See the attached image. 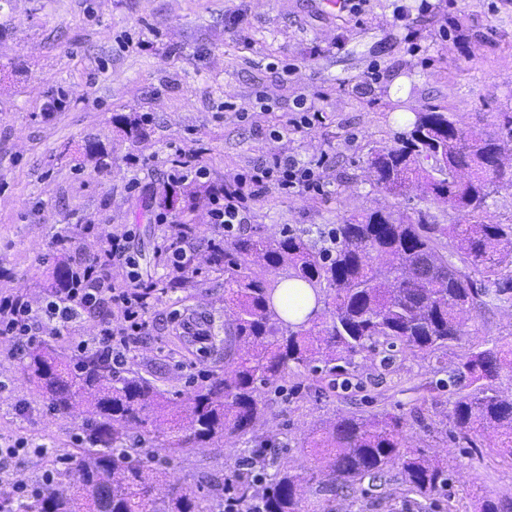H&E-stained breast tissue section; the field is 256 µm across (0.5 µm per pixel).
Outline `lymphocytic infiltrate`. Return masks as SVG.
Returning a JSON list of instances; mask_svg holds the SVG:
<instances>
[{"label":"lymphocytic infiltrate","mask_w":512,"mask_h":512,"mask_svg":"<svg viewBox=\"0 0 512 512\" xmlns=\"http://www.w3.org/2000/svg\"><path fill=\"white\" fill-rule=\"evenodd\" d=\"M284 193L306 194L319 191L320 183L312 168L273 154L257 163L250 175L238 176L211 201L209 222L213 236L220 237L244 223L248 201L257 199L269 187ZM128 234L108 235L102 248L81 261L79 270L83 288H59L45 298L40 307H32L16 295L0 296V336L9 337L15 351H23L44 333L62 334L85 314L102 304L117 312L116 323L100 324L91 336L79 344L80 351L93 350L106 357L114 367L126 364L130 337L149 326L150 297L136 272L137 259L128 248ZM126 271L123 280H112V265Z\"/></svg>","instance_id":"1"}]
</instances>
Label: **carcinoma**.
<instances>
[{
	"label": "carcinoma",
	"instance_id": "1",
	"mask_svg": "<svg viewBox=\"0 0 512 512\" xmlns=\"http://www.w3.org/2000/svg\"><path fill=\"white\" fill-rule=\"evenodd\" d=\"M462 171L464 180L440 177ZM366 172L378 191L405 195L417 184L424 197L461 214L458 224H439L426 210L394 219L378 209L353 216L327 232L330 245L311 230H287L281 238L241 235L211 241L209 225H182L184 233L209 240V267L224 273V329L211 326L209 341L237 340L245 350L224 355V374L196 388L184 401L163 395L133 372L122 376L91 353L77 366L55 350L28 352L24 373L48 395L54 411H75L86 399V429L77 467L49 469L36 490L15 494L0 488V512H225L224 491H233L243 512H333L330 500L304 495L303 479L288 462L268 455L273 439L257 434L266 390L300 369L345 372L357 357L382 350L380 364L399 349L435 355L467 334L465 313L490 305L512 307V224L484 220L487 201L512 188V162H504L497 135L464 130L436 106L418 112L397 145L372 153ZM207 189L164 193L163 208L183 202L196 210ZM275 272L260 276L254 266ZM481 274L477 281L472 273ZM77 279L71 264L58 268L48 288ZM308 285L314 307L299 323L274 303L278 286ZM512 342L468 347L450 377L458 387L450 418L458 437L472 448L492 431L486 447L512 461ZM152 426L146 448L127 446L129 429ZM255 443L246 456L225 466L224 481L203 476L189 486L170 480L163 464L206 444L245 436ZM318 456L316 476L331 496H347L363 483H386L399 466L400 485L434 503L448 488L450 465L410 445L402 417L389 412L342 415L304 441Z\"/></svg>",
	"mask_w": 512,
	"mask_h": 512
}]
</instances>
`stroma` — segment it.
<instances>
[{
	"instance_id": "stroma-1",
	"label": "stroma",
	"mask_w": 512,
	"mask_h": 512,
	"mask_svg": "<svg viewBox=\"0 0 512 512\" xmlns=\"http://www.w3.org/2000/svg\"><path fill=\"white\" fill-rule=\"evenodd\" d=\"M61 95L63 109L46 111ZM304 105L320 119L294 129ZM432 105L462 128L490 133L499 113H512V0H367L357 16L325 0H0V292L41 304L56 268L48 256L57 225L95 229L73 239L66 261L132 230L142 279L167 282L169 290L152 303L147 333L130 342L127 367L167 396L189 394L221 374L224 360L187 339L181 320L198 312L223 320L224 278L209 268L203 241L196 274L174 280L154 262L169 223L209 219L207 211L176 208L166 213L168 225L157 221L176 148L195 151L213 184L274 153L316 167L320 192L269 188L250 202L238 236L327 230L368 210L399 217L421 206L455 224L461 217L447 204L422 201L416 188L386 195L366 173L370 153L394 145L415 113ZM125 115L147 118L137 141L127 138ZM92 145L108 152L106 165L87 156ZM131 155L138 167L127 165ZM115 317L101 305L41 342L72 357L80 337ZM494 340L512 341V308L471 313L466 336L438 359L401 354L384 366L361 358L345 378L289 374L281 390L267 393L262 428L276 435L292 471L305 473L315 457L302 442L322 421L388 411L403 418L411 444L459 461L432 512H478L485 496L512 504V463L448 435V372L469 345ZM25 361L0 338V440L48 443L72 457L83 421L51 409L23 373ZM240 448L231 441L197 448L167 469L189 483L220 476ZM336 512L417 508L369 487L337 498Z\"/></svg>"
}]
</instances>
